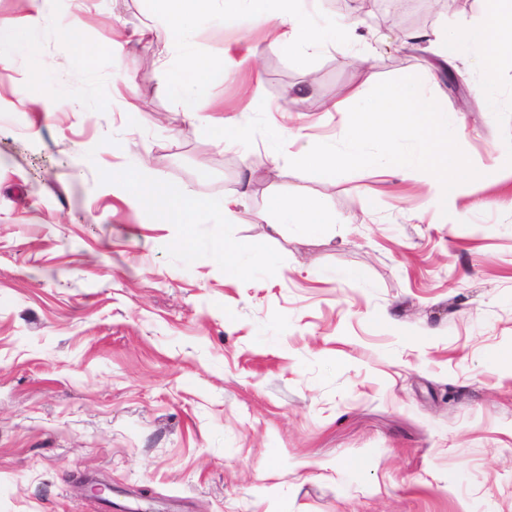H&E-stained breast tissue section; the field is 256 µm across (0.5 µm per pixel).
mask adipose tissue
I'll list each match as a JSON object with an SVG mask.
<instances>
[{
    "label": "adipose tissue",
    "instance_id": "obj_1",
    "mask_svg": "<svg viewBox=\"0 0 512 512\" xmlns=\"http://www.w3.org/2000/svg\"><path fill=\"white\" fill-rule=\"evenodd\" d=\"M159 24L152 31L156 39L183 49L185 64L194 73L192 82L169 80L166 90L180 99L186 110L197 115L208 107L209 87L218 72L217 63L209 60L200 47L192 43V33L199 21L209 16L214 4H221L225 24L237 22L242 12H250L256 23L278 32L279 42L288 53L319 50L336 38L332 29L313 26L305 18L300 0H155ZM488 22L458 35H441L436 41L437 54L448 59L454 56L460 43L481 45L486 50L480 65L487 84H494L498 64L512 62V0H485ZM134 201L147 212L175 219L180 224H196L213 214L232 219L230 199L213 201L202 197H178L162 184L154 182L148 174L135 171L130 177ZM281 223L296 225L307 234L319 232L327 217L320 205L312 199L294 198L273 200Z\"/></svg>",
    "mask_w": 512,
    "mask_h": 512
}]
</instances>
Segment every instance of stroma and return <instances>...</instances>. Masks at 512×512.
Masks as SVG:
<instances>
[{"label":"stroma","instance_id":"obj_1","mask_svg":"<svg viewBox=\"0 0 512 512\" xmlns=\"http://www.w3.org/2000/svg\"><path fill=\"white\" fill-rule=\"evenodd\" d=\"M438 3L303 0L338 38L294 55L253 21L201 22L224 62L209 113L239 124L220 138L165 91L188 73L143 38L150 0H0L34 33L0 66V512H512V66L487 88L460 44L455 93L433 36L483 25L484 4ZM401 4L428 23L373 25ZM370 73L463 114L479 177L448 210L424 171L289 167L344 137ZM136 166L235 199L232 222L152 219ZM294 196L322 232L270 231L269 200ZM186 235L277 262L235 275Z\"/></svg>","mask_w":512,"mask_h":512}]
</instances>
